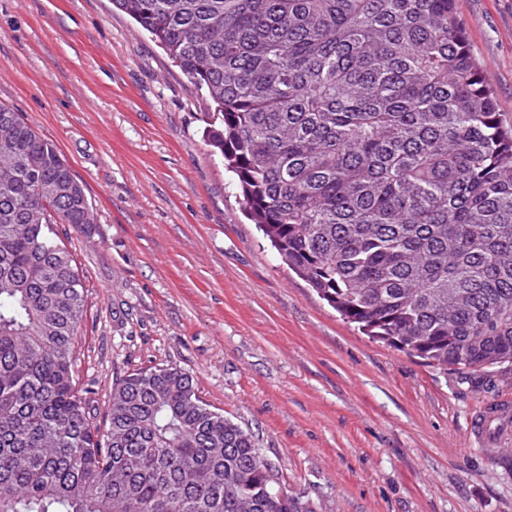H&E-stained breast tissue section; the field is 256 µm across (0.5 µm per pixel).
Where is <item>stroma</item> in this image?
<instances>
[{"label":"stroma","mask_w":512,"mask_h":512,"mask_svg":"<svg viewBox=\"0 0 512 512\" xmlns=\"http://www.w3.org/2000/svg\"><path fill=\"white\" fill-rule=\"evenodd\" d=\"M457 8L512 125V0ZM0 103L93 207L94 224L55 230L84 286L76 375L96 424L127 372L170 365L315 512H512V445H469L512 366H429L283 267L206 142L204 92L111 0H0Z\"/></svg>","instance_id":"obj_1"}]
</instances>
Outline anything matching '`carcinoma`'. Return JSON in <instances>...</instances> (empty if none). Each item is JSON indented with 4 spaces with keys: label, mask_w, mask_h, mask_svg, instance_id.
Returning a JSON list of instances; mask_svg holds the SVG:
<instances>
[{
    "label": "carcinoma",
    "mask_w": 512,
    "mask_h": 512,
    "mask_svg": "<svg viewBox=\"0 0 512 512\" xmlns=\"http://www.w3.org/2000/svg\"><path fill=\"white\" fill-rule=\"evenodd\" d=\"M210 100L244 210L366 335L446 369L512 363V126L455 0H112ZM94 223L57 146L0 104V512H314L172 366L93 422L82 281Z\"/></svg>",
    "instance_id": "cac0c4a2"
}]
</instances>
